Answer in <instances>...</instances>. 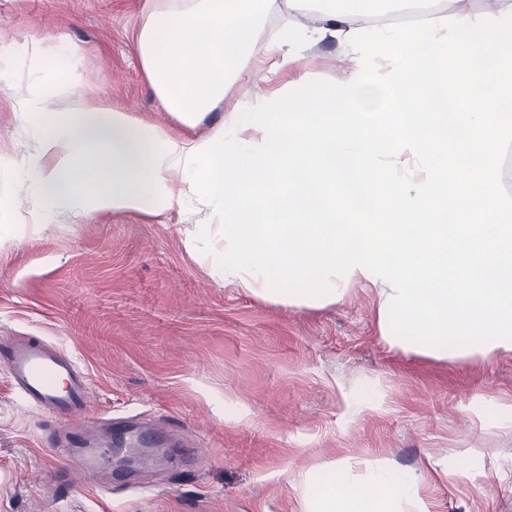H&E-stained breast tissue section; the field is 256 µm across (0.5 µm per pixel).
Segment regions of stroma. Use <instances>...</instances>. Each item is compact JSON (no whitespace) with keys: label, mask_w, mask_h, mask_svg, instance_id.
<instances>
[{"label":"stroma","mask_w":512,"mask_h":512,"mask_svg":"<svg viewBox=\"0 0 512 512\" xmlns=\"http://www.w3.org/2000/svg\"><path fill=\"white\" fill-rule=\"evenodd\" d=\"M152 0H0V347L29 338L72 355L90 382L88 414L31 410L0 370V512H301L288 480L322 459L367 458L420 475L433 512H512V352L443 358L389 348L376 286L347 284L320 309L255 297L214 276L186 246L200 208L164 222L134 213L78 223L52 214L30 234L23 174L35 149L15 85L71 106L83 85L166 129L177 120L148 83L134 44ZM291 69L243 79L196 127L349 67L335 41L300 44ZM372 398L374 408L355 413ZM179 432L134 476L104 462L84 477L105 417ZM83 440L71 461L60 430ZM472 449L471 459L457 457Z\"/></svg>","instance_id":"obj_1"}]
</instances>
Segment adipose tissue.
<instances>
[{
	"label": "adipose tissue",
	"mask_w": 512,
	"mask_h": 512,
	"mask_svg": "<svg viewBox=\"0 0 512 512\" xmlns=\"http://www.w3.org/2000/svg\"><path fill=\"white\" fill-rule=\"evenodd\" d=\"M322 2L312 13L313 25L284 29L279 42L268 44L260 39V26L277 11V0H182L150 13L135 47L157 98L181 123L178 131L83 92L71 109L55 111L40 93L21 90V112L37 143L28 182L41 208L32 214V231L42 227L48 206L78 221L104 212L164 220L186 194V153L203 142L186 130L200 115L222 102L232 84L251 77L263 59L288 45L355 29L381 4ZM317 470L318 485L305 477L291 485L302 512H432L417 476L371 467L358 481L349 464L338 461L320 463Z\"/></svg>",
	"instance_id": "ef3b65f1"
}]
</instances>
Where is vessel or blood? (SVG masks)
Wrapping results in <instances>:
<instances>
[{
  "label": "vessel or blood",
  "instance_id": "b4317fda",
  "mask_svg": "<svg viewBox=\"0 0 512 512\" xmlns=\"http://www.w3.org/2000/svg\"><path fill=\"white\" fill-rule=\"evenodd\" d=\"M0 365L7 371L13 389L34 410L65 419L86 411L89 378L80 372L72 356L42 342L26 340L0 352ZM113 441L140 447L153 446L159 433L138 431L122 421L108 423Z\"/></svg>",
  "mask_w": 512,
  "mask_h": 512
}]
</instances>
